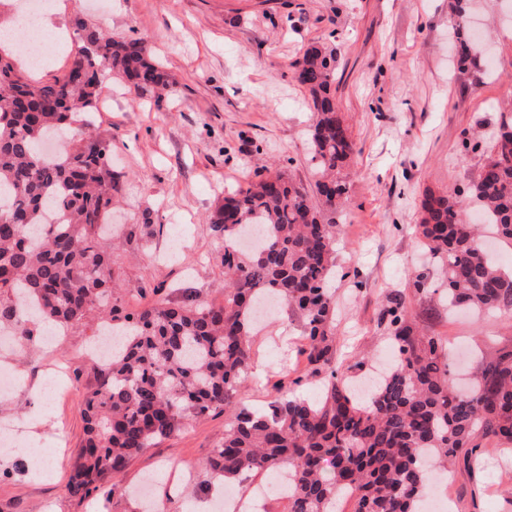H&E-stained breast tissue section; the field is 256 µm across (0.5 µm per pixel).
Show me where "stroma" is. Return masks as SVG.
<instances>
[{
    "label": "stroma",
    "mask_w": 512,
    "mask_h": 512,
    "mask_svg": "<svg viewBox=\"0 0 512 512\" xmlns=\"http://www.w3.org/2000/svg\"><path fill=\"white\" fill-rule=\"evenodd\" d=\"M47 26L65 32L81 15L123 38H144L171 86L135 95L120 82L103 87L112 104L89 116L112 142V165L124 186L112 214L120 230L110 242L114 295L142 308L163 287L176 304L224 299V244L210 215L225 194L254 180L263 167L287 170L310 185L307 131L314 110L294 78V63L312 44L336 48V102L359 152L349 176V203L337 239L336 356L364 361L355 379L389 353L378 325L385 295L427 272L432 292L412 306L424 332L459 349L450 367H474L479 351L512 348V315H449L435 269L415 232L425 191L451 194L476 181L484 146L464 131L490 138L501 113H512V14L499 0H465L479 21L474 66L453 65L448 0H68ZM301 321L288 310L256 331L244 404L266 406L284 377L305 362ZM96 327H68L50 347L0 346V371L19 386L0 394V424L24 441L0 456V512H147L136 494H151L166 512H213L232 489L271 487V473L221 481L202 464L224 439L223 411L195 420L135 456L119 493L71 496L66 484L83 437L84 402L96 389L100 364L88 348ZM62 370L60 395L34 400L31 388ZM450 512H512V444L481 440L474 457L452 465Z\"/></svg>",
    "instance_id": "stroma-1"
}]
</instances>
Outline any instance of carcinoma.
Instances as JSON below:
<instances>
[{
	"instance_id": "cac0c4a2",
	"label": "carcinoma",
	"mask_w": 512,
	"mask_h": 512,
	"mask_svg": "<svg viewBox=\"0 0 512 512\" xmlns=\"http://www.w3.org/2000/svg\"><path fill=\"white\" fill-rule=\"evenodd\" d=\"M455 60L471 63L467 14L451 6ZM77 47L66 71L44 83L0 54V325L23 339L104 314L124 337L101 364L84 409V437L66 489L86 497L119 477L131 459L189 419L223 409L224 441L204 469L223 478L272 471L288 476L286 512H419L428 467L479 447L477 436L512 443V349L479 361L467 390L448 368V340L422 332L411 317L428 291L420 273L385 297L378 317L397 362L370 398L354 396L335 361L338 218L358 152L336 111L333 49L313 45L294 64L315 111L309 162L318 199L281 171L224 197L210 217L224 236V302L131 309L112 295V255L103 225L121 193L112 141L93 136L81 115L98 111L102 87L116 79L137 94L165 89L169 76L146 40L114 38L77 16ZM67 130L53 158L43 139ZM499 238L512 242V114H503L469 194H425L419 235L444 276L448 310L512 311V272L480 245L470 202ZM276 298L303 324L307 372L292 380L322 385L315 400L277 387L258 410L237 400L251 367L253 314Z\"/></svg>"
}]
</instances>
